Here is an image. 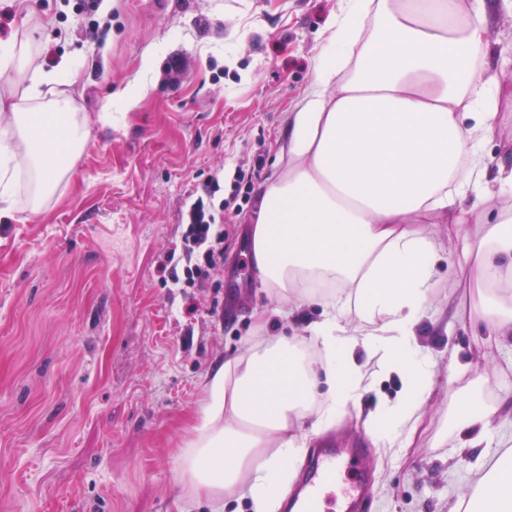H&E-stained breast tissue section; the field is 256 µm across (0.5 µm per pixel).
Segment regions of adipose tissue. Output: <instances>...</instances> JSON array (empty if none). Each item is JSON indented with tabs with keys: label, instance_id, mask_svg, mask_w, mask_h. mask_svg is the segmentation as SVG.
Instances as JSON below:
<instances>
[{
	"label": "adipose tissue",
	"instance_id": "adipose-tissue-1",
	"mask_svg": "<svg viewBox=\"0 0 512 512\" xmlns=\"http://www.w3.org/2000/svg\"><path fill=\"white\" fill-rule=\"evenodd\" d=\"M488 0H341L311 90L288 131V167L258 190L250 231L262 283L325 305L322 320L270 342L256 341L209 372L197 436L180 456L174 503L191 512L248 487L254 512H276L277 493L295 477L306 446L297 428L319 433L355 405L358 352L377 348L403 382L397 401L368 415L376 443L407 447L434 384L411 348L430 318L440 247L425 233L447 225L460 276L512 288V168L489 170L483 145L495 138L499 102L512 84L478 78L487 52ZM57 68L36 70L0 124V218L16 208L40 213L68 180L88 142L87 121L64 91ZM483 225V255L470 264L469 223ZM322 280L334 294L302 289ZM488 348H512V307H476ZM318 349L321 363L309 361ZM324 379L325 394L315 382ZM499 411L474 405L457 448L477 451L480 506L448 512H512V452L495 423Z\"/></svg>",
	"mask_w": 512,
	"mask_h": 512
}]
</instances>
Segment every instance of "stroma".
<instances>
[{
  "label": "stroma",
  "mask_w": 512,
  "mask_h": 512,
  "mask_svg": "<svg viewBox=\"0 0 512 512\" xmlns=\"http://www.w3.org/2000/svg\"><path fill=\"white\" fill-rule=\"evenodd\" d=\"M340 0H0V42L32 41L31 66H72L66 90L89 141L69 181L38 214L0 220V512H176L179 458L193 439L209 370L321 319H296L250 268L255 202L224 213L222 287L183 292L166 263L180 251L181 214L196 186L253 185L286 169L288 123L310 90ZM486 67L512 48V11L497 6ZM179 59L181 71L170 75ZM135 93L132 104L123 95ZM112 106V123L100 112ZM475 289L441 265L429 310H448L449 335L429 320L415 356L438 392L421 406L409 447L379 448L364 424L402 382L381 352L362 358V396L329 430L365 451L368 512H448L473 498L472 458L453 461L461 405L512 400V351L483 359L469 318ZM462 369L449 375L450 356Z\"/></svg>",
  "instance_id": "stroma-1"
}]
</instances>
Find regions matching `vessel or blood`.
<instances>
[{"instance_id":"b4317fda","label":"vessel or blood","mask_w":512,"mask_h":512,"mask_svg":"<svg viewBox=\"0 0 512 512\" xmlns=\"http://www.w3.org/2000/svg\"><path fill=\"white\" fill-rule=\"evenodd\" d=\"M339 488L337 512H365L369 501L366 466L358 448L324 444L313 449L305 478L283 502V512H318L325 490Z\"/></svg>"}]
</instances>
